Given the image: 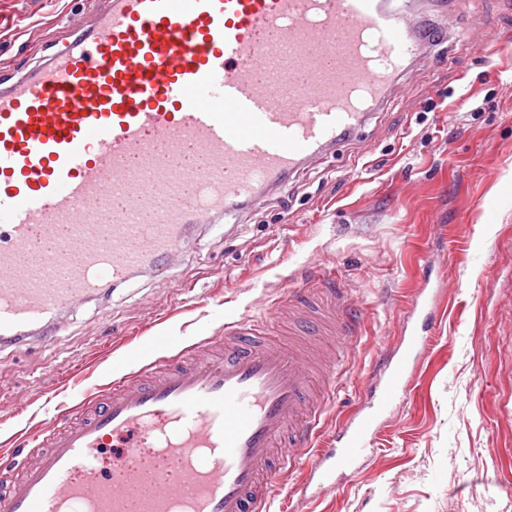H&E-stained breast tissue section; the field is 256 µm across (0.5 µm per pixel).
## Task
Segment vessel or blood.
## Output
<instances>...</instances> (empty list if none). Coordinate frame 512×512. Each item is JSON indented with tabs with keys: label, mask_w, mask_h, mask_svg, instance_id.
Masks as SVG:
<instances>
[{
	"label": "vessel or blood",
	"mask_w": 512,
	"mask_h": 512,
	"mask_svg": "<svg viewBox=\"0 0 512 512\" xmlns=\"http://www.w3.org/2000/svg\"><path fill=\"white\" fill-rule=\"evenodd\" d=\"M93 25L0 86V339L157 268L190 225L223 218L335 151L389 105L421 52L393 0H105ZM352 344L343 297L303 295ZM406 333L354 417L314 448L343 357L228 319L95 397L57 406L9 468L0 512H271L310 451L301 496L353 466L410 390L438 311Z\"/></svg>",
	"instance_id": "1"
}]
</instances>
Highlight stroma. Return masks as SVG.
Masks as SVG:
<instances>
[{
    "label": "stroma",
    "mask_w": 512,
    "mask_h": 512,
    "mask_svg": "<svg viewBox=\"0 0 512 512\" xmlns=\"http://www.w3.org/2000/svg\"><path fill=\"white\" fill-rule=\"evenodd\" d=\"M101 0H0V74L33 66L90 21ZM443 41L407 69L393 102L357 136L242 213L195 227L164 274L143 272L66 311L45 341L0 347V448L48 424L47 396L72 405L122 369L109 340L179 336L214 309L265 315L333 278L356 343L320 424L333 434L400 336L424 283L440 322L407 398L386 414L355 474L320 497L297 495L305 461L284 470L288 512H512V0H417Z\"/></svg>",
    "instance_id": "obj_1"
}]
</instances>
